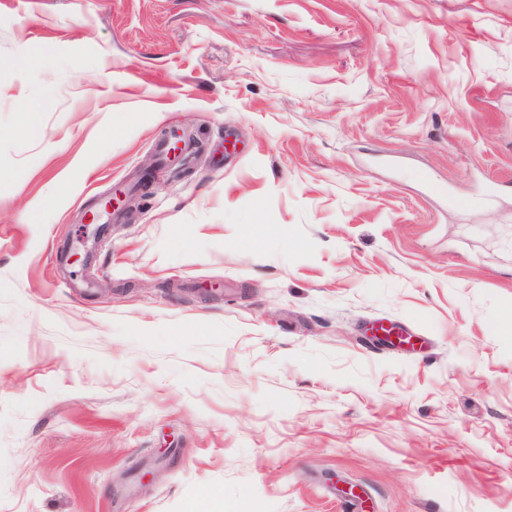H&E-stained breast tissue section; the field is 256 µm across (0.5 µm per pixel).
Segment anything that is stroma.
Instances as JSON below:
<instances>
[{"instance_id":"obj_1","label":"stroma","mask_w":512,"mask_h":512,"mask_svg":"<svg viewBox=\"0 0 512 512\" xmlns=\"http://www.w3.org/2000/svg\"><path fill=\"white\" fill-rule=\"evenodd\" d=\"M505 182L512 0H0V512H512ZM139 202L138 198L129 194L126 191L121 189L112 190V193L108 197H103L95 202L92 205L98 206L104 204L105 209L113 212H117L119 214H129L137 211V203Z\"/></svg>"}]
</instances>
